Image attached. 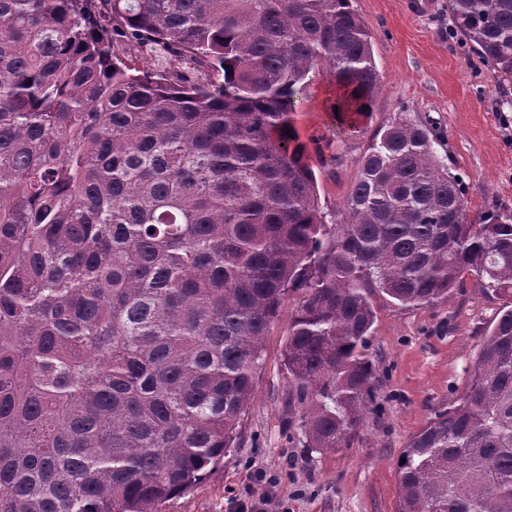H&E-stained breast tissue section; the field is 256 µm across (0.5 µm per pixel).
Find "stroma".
I'll use <instances>...</instances> for the list:
<instances>
[{
  "label": "stroma",
  "mask_w": 512,
  "mask_h": 512,
  "mask_svg": "<svg viewBox=\"0 0 512 512\" xmlns=\"http://www.w3.org/2000/svg\"><path fill=\"white\" fill-rule=\"evenodd\" d=\"M351 5L374 34L380 86L362 133L343 136L328 118L298 114L312 126L308 162L323 210L342 207L372 138L404 112L436 136L437 154L458 177L472 220L512 211V82L495 83L486 63L452 34L448 0H438L429 17L408 15L405 0ZM300 298L288 292L269 328L255 400L234 448L162 512H234L233 503L262 494L269 497L265 512H395L398 456L435 411L463 393L484 334L505 304L472 275L430 306L377 302L373 411L349 447L321 455L299 443L300 404L281 356ZM262 474L275 485L259 482Z\"/></svg>",
  "instance_id": "stroma-1"
}]
</instances>
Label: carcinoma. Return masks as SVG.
I'll use <instances>...</instances> for the list:
<instances>
[{
  "label": "carcinoma",
  "instance_id": "carcinoma-1",
  "mask_svg": "<svg viewBox=\"0 0 512 512\" xmlns=\"http://www.w3.org/2000/svg\"><path fill=\"white\" fill-rule=\"evenodd\" d=\"M448 10L512 81V0ZM314 77L351 89L336 128L360 133L379 74L351 0H0V512H160L196 486L295 288L300 444L348 447L376 298L432 305L469 273L506 304L403 449L396 512H512V212L471 221L400 116L327 219L295 124Z\"/></svg>",
  "mask_w": 512,
  "mask_h": 512
}]
</instances>
